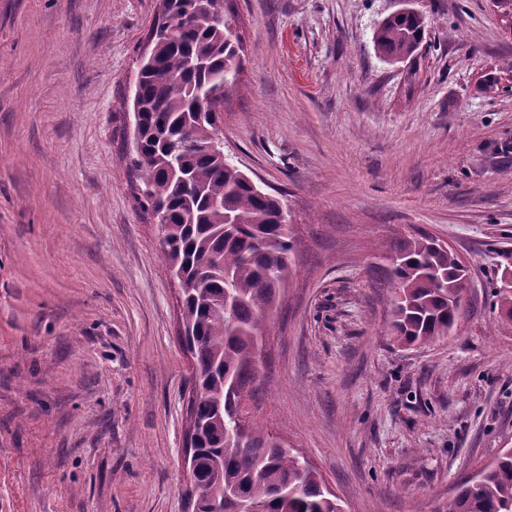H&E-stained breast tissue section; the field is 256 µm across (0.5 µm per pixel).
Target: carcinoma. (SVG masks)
I'll list each match as a JSON object with an SVG mask.
<instances>
[{"instance_id":"cac0c4a2","label":"carcinoma","mask_w":512,"mask_h":512,"mask_svg":"<svg viewBox=\"0 0 512 512\" xmlns=\"http://www.w3.org/2000/svg\"><path fill=\"white\" fill-rule=\"evenodd\" d=\"M175 40L157 38L140 62L137 84L140 150L131 166L146 212L162 210L161 244L181 290V339L193 359L190 412L198 418L194 477L205 488L196 512H342L322 477L257 424L235 434L226 410L254 390V322L266 320L291 272L290 225L281 199L259 190L245 173L212 150L221 128L202 110L221 112L241 70L242 40L233 15L219 16L216 0H160L152 29L171 20ZM426 17L404 7L374 33L379 56L411 57ZM385 268L394 300L390 330L410 346L448 336L457 323L462 261L427 236L394 242ZM238 297L232 315L215 301ZM503 333L512 332V262L501 265L493 287ZM446 512H512V450L461 482Z\"/></svg>"}]
</instances>
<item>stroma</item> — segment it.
Listing matches in <instances>:
<instances>
[{
	"mask_svg": "<svg viewBox=\"0 0 512 512\" xmlns=\"http://www.w3.org/2000/svg\"><path fill=\"white\" fill-rule=\"evenodd\" d=\"M235 0L226 157L281 193L292 271L243 408L303 454L343 512H443L512 449V333L492 282L512 251V60L490 0ZM158 0H0V512H186L191 356L180 289L130 164V88ZM427 234L468 267L447 339L401 347L382 256ZM426 17L417 10L404 7L384 18L374 33V44L380 57L402 60L419 48L425 34Z\"/></svg>",
	"mask_w": 512,
	"mask_h": 512,
	"instance_id": "obj_1",
	"label": "stroma"
}]
</instances>
